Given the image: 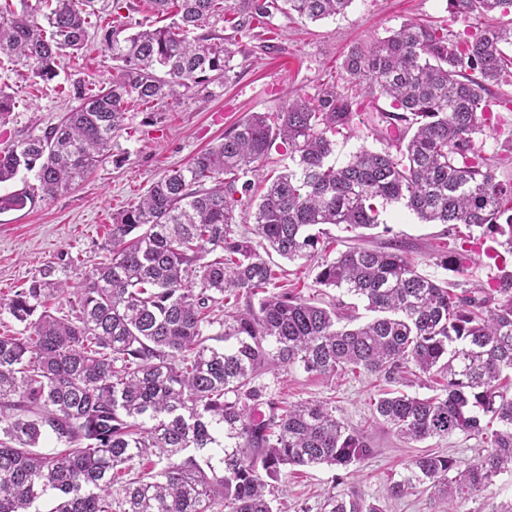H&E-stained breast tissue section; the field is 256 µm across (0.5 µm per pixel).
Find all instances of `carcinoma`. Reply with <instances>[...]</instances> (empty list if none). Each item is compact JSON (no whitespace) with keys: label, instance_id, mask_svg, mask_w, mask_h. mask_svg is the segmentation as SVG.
I'll list each match as a JSON object with an SVG mask.
<instances>
[{"label":"carcinoma","instance_id":"cac0c4a2","mask_svg":"<svg viewBox=\"0 0 512 512\" xmlns=\"http://www.w3.org/2000/svg\"><path fill=\"white\" fill-rule=\"evenodd\" d=\"M110 0H4L0 49L32 78L57 76L64 53L83 50L91 18ZM353 0H150L172 22L102 44L117 62L98 91L78 86L60 121L0 152V183L36 171V183L0 196V212L35 208L82 179L107 155L134 102L158 106L225 78L236 36L286 6L312 21ZM50 5L47 13L42 7ZM463 21L482 20L461 39L443 26L408 23L342 69L362 97L387 98L383 148L329 163L353 102L327 88L295 99L268 122L253 113L189 165L168 171L112 219L108 255L74 286L72 257L44 263L0 298L26 332L0 334V512H272L265 478L287 467L347 469L374 454L366 433L349 429L326 401L269 407L255 378L299 366L333 380L364 373L392 389L373 400L377 423L407 442L462 433L486 445L477 461L427 453L389 487L400 498L420 486L451 512L512 475V278L490 288H450L418 272L400 246L357 245L377 228L379 208L403 205L423 224L480 228L506 237L512 255V183L473 139L493 126L490 87L512 78V0H448ZM232 14L234 35L212 30ZM44 22H39L38 17ZM292 165L259 199L239 173L263 166L276 141ZM211 186H206V183ZM256 204L259 251L236 233L237 209ZM356 245L331 259L325 226ZM471 236L455 234L438 253L460 272ZM222 255L213 259L215 251ZM313 265L314 286L338 288L373 313L358 322L282 285L271 253ZM72 305L57 317L49 301ZM223 331L212 336L215 312ZM224 342L215 346L213 342ZM424 377L431 396L400 387ZM63 451H33L42 436ZM324 512H384L351 496L329 497Z\"/></svg>","mask_w":512,"mask_h":512}]
</instances>
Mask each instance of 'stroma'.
<instances>
[{
	"label": "stroma",
	"instance_id": "1",
	"mask_svg": "<svg viewBox=\"0 0 512 512\" xmlns=\"http://www.w3.org/2000/svg\"><path fill=\"white\" fill-rule=\"evenodd\" d=\"M122 3L121 10L108 15L109 28L122 33L140 25L165 26V18L155 15L149 0ZM418 19L461 35L476 27L475 21L453 19L447 0H353L345 14L316 22L281 11L254 22L250 36L237 44L223 82L170 105L131 108L112 136L107 157L87 179L37 208L0 213V297L62 252L75 258L70 278L80 282L105 254L113 215L145 194L169 169L189 164L250 113L275 114L288 99L314 97L330 85L342 95L351 94L353 84L341 70L347 53L369 47ZM101 39V33H94L85 54L63 57L57 77L46 83L32 80L21 62L0 51V86L16 100L14 111L0 120V150L22 139L33 123L56 124L74 103V84L97 88L111 81L114 63ZM474 140L485 156L497 160L498 179L512 181V112L499 111L495 128L475 134ZM381 220L368 247L379 249L398 240L420 272L445 277L437 264V249L448 239L447 225L419 223L396 204L387 206ZM472 235L475 260L456 275L461 287L478 281L491 285L512 273L511 257L498 266L489 264L484 250L492 245L491 237L477 228ZM256 384L267 401L330 402L349 429L370 434L375 446L371 458L346 470L326 465L283 470L271 499L273 512H321L330 494H355L382 505L385 512H431L428 494L416 491L394 499L388 492L390 482L427 449L469 461L482 453L478 440L462 434L408 443L377 424L370 400L386 385L373 375L330 382L297 367H281L260 375Z\"/></svg>",
	"mask_w": 512,
	"mask_h": 512
}]
</instances>
